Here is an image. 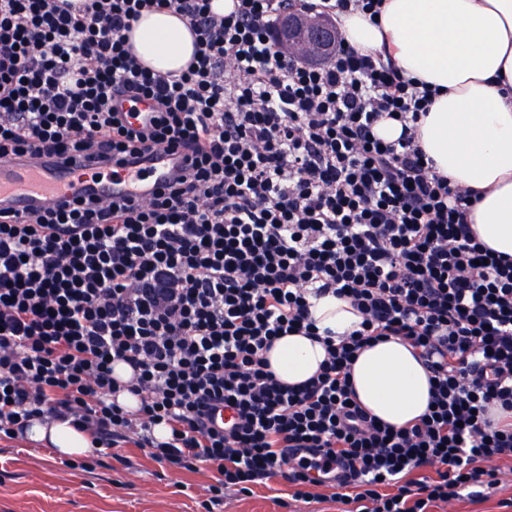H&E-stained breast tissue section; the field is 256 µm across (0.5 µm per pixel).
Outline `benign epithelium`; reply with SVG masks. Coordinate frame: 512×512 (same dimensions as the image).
Returning a JSON list of instances; mask_svg holds the SVG:
<instances>
[{"instance_id":"obj_1","label":"benign epithelium","mask_w":512,"mask_h":512,"mask_svg":"<svg viewBox=\"0 0 512 512\" xmlns=\"http://www.w3.org/2000/svg\"><path fill=\"white\" fill-rule=\"evenodd\" d=\"M278 42L287 50H299L312 59H321L333 49L336 29L329 21L307 11L293 12L283 23Z\"/></svg>"}]
</instances>
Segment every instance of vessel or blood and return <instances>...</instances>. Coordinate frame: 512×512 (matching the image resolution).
<instances>
[{
	"mask_svg": "<svg viewBox=\"0 0 512 512\" xmlns=\"http://www.w3.org/2000/svg\"><path fill=\"white\" fill-rule=\"evenodd\" d=\"M184 164L179 151H149L130 166L112 167L98 158L65 153L49 159H0V212L31 217L77 197L152 198Z\"/></svg>",
	"mask_w": 512,
	"mask_h": 512,
	"instance_id": "vessel-or-blood-1",
	"label": "vessel or blood"
}]
</instances>
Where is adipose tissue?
<instances>
[{"label": "adipose tissue", "mask_w": 512, "mask_h": 512, "mask_svg": "<svg viewBox=\"0 0 512 512\" xmlns=\"http://www.w3.org/2000/svg\"><path fill=\"white\" fill-rule=\"evenodd\" d=\"M346 42L391 61L408 78L441 87L418 127V144L450 186L476 191L472 227L487 247L512 256V0H383L377 19L341 15ZM129 42L153 72L181 74L195 36L186 19L146 11ZM319 329L342 337L360 318L334 296L314 300ZM266 357L276 378L307 381L325 358L322 344L300 334L277 340ZM358 400L384 423H415L429 405L430 381L417 352L392 338L362 349L351 366ZM27 440L62 457L88 453L91 438L71 421L33 420Z\"/></svg>", "instance_id": "ef3b65f1"}]
</instances>
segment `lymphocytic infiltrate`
<instances>
[{"instance_id": "obj_1", "label": "lymphocytic infiltrate", "mask_w": 512, "mask_h": 512, "mask_svg": "<svg viewBox=\"0 0 512 512\" xmlns=\"http://www.w3.org/2000/svg\"><path fill=\"white\" fill-rule=\"evenodd\" d=\"M234 2L221 16L211 0H0V157L106 144L121 165L153 148L196 157L150 201L0 220V440L71 417L108 458L133 433L158 463L211 467L214 502L279 478L296 501L333 488L345 512H437L496 489L512 463V424L488 415L512 412V256L477 239L471 191L416 143L436 90L341 36L320 61L284 52L275 30L298 0ZM146 10L191 26L181 75L132 55ZM383 118L401 122L396 141L375 136ZM327 294L359 329L322 337L319 373L281 383L266 352L316 335L310 301ZM382 337L430 375L427 411L402 428L350 383L356 352ZM226 410L235 423L217 421ZM338 462L349 477L333 478Z\"/></svg>"}]
</instances>
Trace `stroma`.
Segmentation results:
<instances>
[{"instance_id":"obj_1","label":"stroma","mask_w":512,"mask_h":512,"mask_svg":"<svg viewBox=\"0 0 512 512\" xmlns=\"http://www.w3.org/2000/svg\"><path fill=\"white\" fill-rule=\"evenodd\" d=\"M120 458L88 468L67 466L47 448L24 441L0 442V512H205L214 472L170 468L126 443ZM322 500L281 506L287 482L253 485L246 494L228 490L213 512H339L332 491Z\"/></svg>"}]
</instances>
